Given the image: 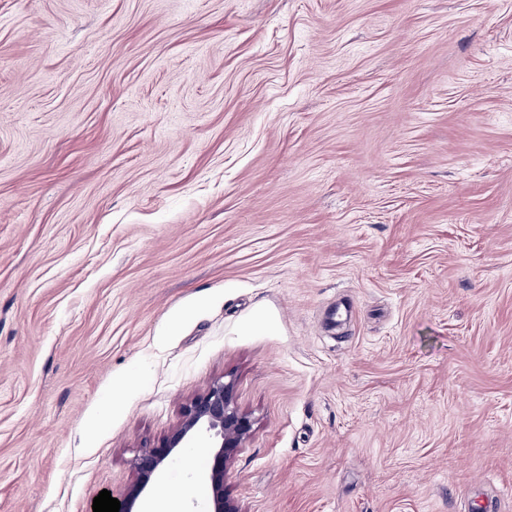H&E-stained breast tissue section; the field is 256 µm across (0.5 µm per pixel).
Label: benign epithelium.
I'll return each mask as SVG.
<instances>
[{"label":"benign epithelium","instance_id":"7a95c632","mask_svg":"<svg viewBox=\"0 0 512 512\" xmlns=\"http://www.w3.org/2000/svg\"><path fill=\"white\" fill-rule=\"evenodd\" d=\"M249 414L240 410L234 381L217 378L185 407L183 419L158 445L141 450L133 460L136 480L119 497V512H135L140 496L155 473L163 469L185 448L204 438L210 448L206 480L210 493V512H242L239 503L225 488L230 464L252 431Z\"/></svg>","mask_w":512,"mask_h":512}]
</instances>
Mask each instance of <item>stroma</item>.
<instances>
[{"mask_svg":"<svg viewBox=\"0 0 512 512\" xmlns=\"http://www.w3.org/2000/svg\"><path fill=\"white\" fill-rule=\"evenodd\" d=\"M221 376L243 512H512V0H0V512Z\"/></svg>","mask_w":512,"mask_h":512,"instance_id":"35a3bbf8","label":"stroma"}]
</instances>
